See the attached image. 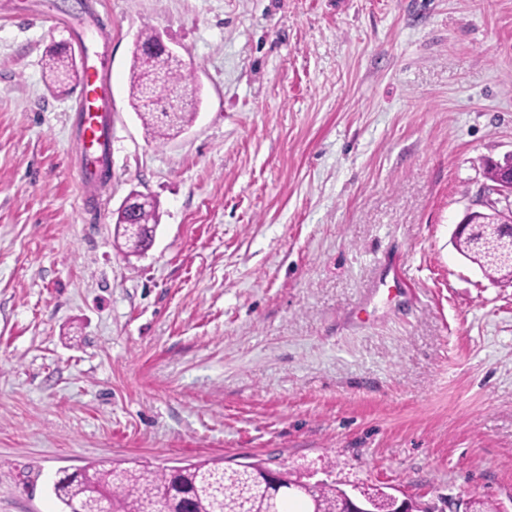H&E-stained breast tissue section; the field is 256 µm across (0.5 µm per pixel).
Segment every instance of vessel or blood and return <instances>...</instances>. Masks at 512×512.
Returning <instances> with one entry per match:
<instances>
[{"label": "vessel or blood", "instance_id": "obj_1", "mask_svg": "<svg viewBox=\"0 0 512 512\" xmlns=\"http://www.w3.org/2000/svg\"><path fill=\"white\" fill-rule=\"evenodd\" d=\"M112 77L109 68L94 67L85 77L76 104L75 126L72 136L80 155H88L92 148H103V133L112 127ZM408 282L400 263H386L379 278L372 284L371 296L396 301L406 293Z\"/></svg>", "mask_w": 512, "mask_h": 512}]
</instances>
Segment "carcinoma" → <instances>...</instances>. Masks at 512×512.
Wrapping results in <instances>:
<instances>
[{
  "instance_id": "1",
  "label": "carcinoma",
  "mask_w": 512,
  "mask_h": 512,
  "mask_svg": "<svg viewBox=\"0 0 512 512\" xmlns=\"http://www.w3.org/2000/svg\"><path fill=\"white\" fill-rule=\"evenodd\" d=\"M155 29L146 25L132 51L129 72L131 107L155 140L177 137L196 115L191 94L196 92L192 72L173 63L167 74L157 77L149 50L155 44ZM44 70L49 85L57 88L81 78L65 47L53 44L47 50ZM501 226L470 224L456 237L461 255L477 264L488 276H512V262L491 251V242L506 245L512 235V212L496 214ZM116 224H136L123 231L125 254L141 253L157 227V204L137 195L132 209L117 215ZM269 468L261 460L229 467L221 461L189 462L182 466L154 469L148 465L112 468L91 466L61 472L53 483L55 498L66 512H261L264 503L277 504L278 512H337L345 490L334 481L307 485L284 466L277 469L279 487L268 484Z\"/></svg>"
}]
</instances>
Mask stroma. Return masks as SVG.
<instances>
[{
  "instance_id": "obj_1",
  "label": "stroma",
  "mask_w": 512,
  "mask_h": 512,
  "mask_svg": "<svg viewBox=\"0 0 512 512\" xmlns=\"http://www.w3.org/2000/svg\"><path fill=\"white\" fill-rule=\"evenodd\" d=\"M84 2L0 0V512H62L59 471L131 459L331 461L512 512V279L452 244L512 153V0ZM147 25L202 90L164 143L129 101ZM77 34L112 65L93 212L79 86L42 72ZM133 190L158 227L128 257ZM390 258L407 300H368Z\"/></svg>"
}]
</instances>
